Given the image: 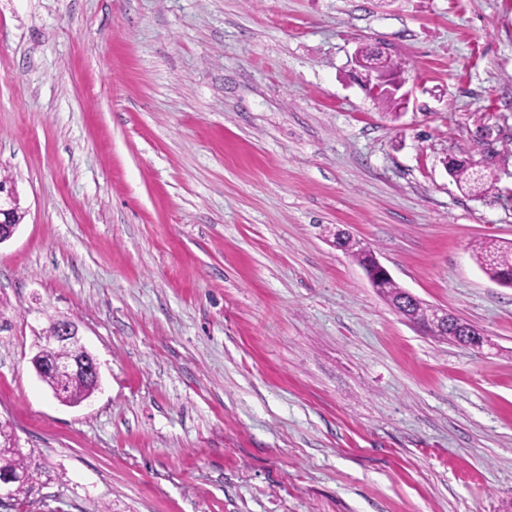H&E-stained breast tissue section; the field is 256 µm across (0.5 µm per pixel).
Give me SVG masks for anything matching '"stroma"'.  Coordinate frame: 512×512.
Listing matches in <instances>:
<instances>
[{
    "label": "stroma",
    "mask_w": 512,
    "mask_h": 512,
    "mask_svg": "<svg viewBox=\"0 0 512 512\" xmlns=\"http://www.w3.org/2000/svg\"><path fill=\"white\" fill-rule=\"evenodd\" d=\"M1 173L26 512H512V287L472 256L512 242V0H0ZM339 229L484 344L406 321ZM58 317L100 366L76 406L31 362ZM355 64L361 69V75L363 79L364 86L368 88L370 93L380 94L382 90L390 94L393 97H396L398 92L405 85L406 80L403 77L404 70H401L398 73L392 74L390 76L378 78L377 74L373 72L369 75L362 69L360 66V59L358 53H355L354 58ZM449 175L455 180L461 190L473 195H482L490 188L493 181L490 173L482 170L477 173L467 165L459 164L449 169ZM18 195L14 183H0V224H11L6 237L0 235V243L9 240L15 233L19 224H14L15 213L18 209ZM24 215L18 209L17 220L22 221Z\"/></svg>",
    "instance_id": "stroma-1"
}]
</instances>
